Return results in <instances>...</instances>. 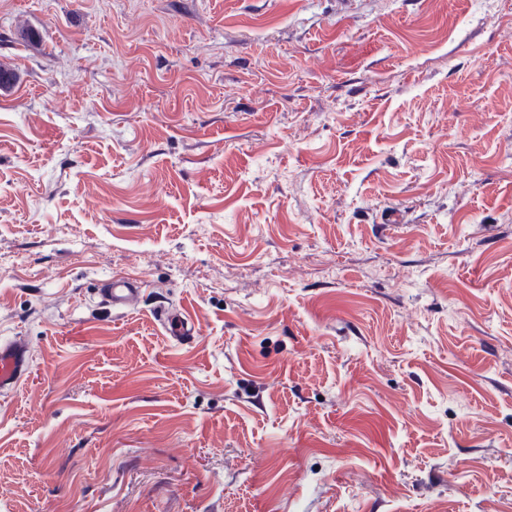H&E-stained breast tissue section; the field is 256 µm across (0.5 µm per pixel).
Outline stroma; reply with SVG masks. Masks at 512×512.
I'll return each instance as SVG.
<instances>
[{
	"instance_id": "stroma-1",
	"label": "stroma",
	"mask_w": 512,
	"mask_h": 512,
	"mask_svg": "<svg viewBox=\"0 0 512 512\" xmlns=\"http://www.w3.org/2000/svg\"><path fill=\"white\" fill-rule=\"evenodd\" d=\"M0 67V512H512V0H0ZM142 295V284L124 276L113 275L103 288V301L112 309L133 308ZM156 319L162 325L169 340L177 344L189 343L198 334L196 322L184 309L172 312L165 306H160L156 313ZM32 354L28 345L0 340V393L14 391L29 375Z\"/></svg>"
}]
</instances>
